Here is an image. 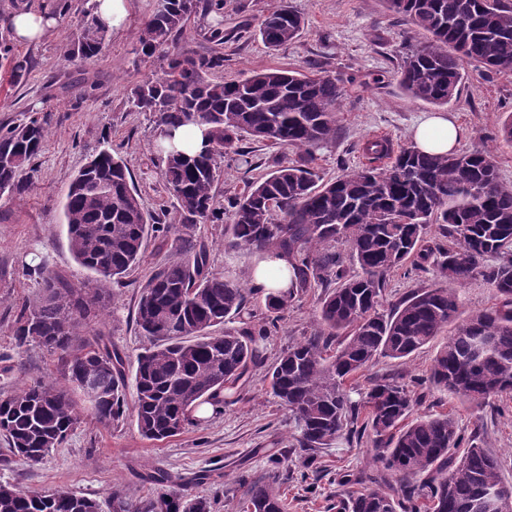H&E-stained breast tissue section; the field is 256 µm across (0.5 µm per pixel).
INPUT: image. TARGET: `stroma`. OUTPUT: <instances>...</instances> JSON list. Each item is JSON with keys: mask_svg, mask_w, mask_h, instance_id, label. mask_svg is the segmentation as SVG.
Instances as JSON below:
<instances>
[{"mask_svg": "<svg viewBox=\"0 0 512 512\" xmlns=\"http://www.w3.org/2000/svg\"><path fill=\"white\" fill-rule=\"evenodd\" d=\"M278 3L224 0L223 9L193 17L182 38L208 53L215 49L209 39L211 28H223L224 66L214 72L217 80H237L272 68L324 72L343 80L336 137L316 149L311 164L317 182L362 165V147L375 135L395 146L407 144L423 118L442 114L459 130L457 151L488 149L500 182L512 188V146L503 144L499 135L512 113V76L489 74L472 65L457 98L442 107L426 104L409 97L397 81L406 27L383 0H289L305 26L294 42L271 50L252 33ZM156 4L157 0H126V24L110 33L103 52L68 63L63 58L65 47L85 12L91 11V0H30L32 8L54 14L57 23L36 42H13L14 55L29 63L23 82H14L9 70L0 67V126L17 124L36 113L51 116L48 140L34 161V189L0 197V394L37 381H62L57 354L35 342L17 345L15 321L24 303L42 295L38 267H46L75 288L93 278L69 251L63 206L74 175L102 143H109L125 160L146 208L161 217L164 228L149 232L140 265L125 285L111 286L107 306L80 327L79 340L96 333L106 336L124 356L127 375H134L136 357L149 345L134 321L140 289L175 257L182 239L203 247L211 270L231 280H243L257 258L248 248L225 250L223 225L186 229L178 224L176 201L160 175L153 116L131 111L127 102L142 74L162 65L161 59L145 60L135 52L142 24ZM244 145L252 167L225 157L218 194L258 180L270 171L273 160L289 163L297 158L289 148L250 139ZM435 283L432 269L406 262L385 279L384 310ZM322 293V288H313L289 303L270 335L258 344L223 413L200 419L178 436L149 441L139 435L133 418L105 425L85 412L65 442L34 465L10 462L8 447L0 440V483L40 492L63 489L97 500L101 512H112L116 491L135 504L164 491L210 499L214 512H242V476L275 469L280 473L284 512H337L336 504L347 491L343 477L378 466L372 434L341 439L306 456L295 447L288 412L269 387V374L281 352L314 332ZM447 341V335H440L405 359L377 357L358 374L357 382L366 390L379 379L394 378L411 391L414 415L454 413L463 447L475 444L495 454L504 482L512 485V395L478 409L431 385L433 359ZM277 457L282 465H274ZM158 470L170 477L165 485L147 479L148 473Z\"/></svg>", "mask_w": 512, "mask_h": 512, "instance_id": "stroma-1", "label": "stroma"}]
</instances>
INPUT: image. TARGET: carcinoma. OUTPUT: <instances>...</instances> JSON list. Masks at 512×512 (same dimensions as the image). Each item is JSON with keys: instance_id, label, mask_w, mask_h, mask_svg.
<instances>
[{"instance_id": "obj_1", "label": "carcinoma", "mask_w": 512, "mask_h": 512, "mask_svg": "<svg viewBox=\"0 0 512 512\" xmlns=\"http://www.w3.org/2000/svg\"><path fill=\"white\" fill-rule=\"evenodd\" d=\"M385 3L409 29L426 35L409 46L398 68L400 84L413 99L448 104L458 96L467 63L512 76V8L500 0ZM200 7L201 0H157L137 52L158 55L167 67L138 81L128 103L154 116L159 136L170 138L182 126L207 127L198 153L158 147L161 178L182 226L222 224L230 250L288 255L291 288L267 297L268 312L276 315L296 295L336 283L321 298L317 330L289 347L271 371L272 394L288 410L299 447L313 453L350 437L362 419L383 469L401 479L392 494L376 486L379 473L359 474L352 482L373 487L340 499L337 512H489L491 496L504 485L498 459L474 445L456 458L460 435L453 413L412 420L405 384L384 381L354 401L346 383L375 358H406L449 327L448 343L430 368L431 383L477 408L512 392V189L501 184L485 149L426 154L413 143L395 151L387 140L364 143L365 164L316 185L310 164L314 149L336 136L342 80L279 69L227 83L212 80L224 54L174 44ZM303 26V17L281 4L262 19L257 36L277 49L294 41ZM107 34L91 17L67 45L64 60L99 55ZM5 61L21 82L27 67L3 38L0 65ZM48 132L45 116L0 128L1 195H22L34 185L33 160ZM246 136L295 149L299 157L220 202L216 185L224 157L246 156L239 147ZM63 214L69 250L95 278L72 288L47 273L42 298L16 320L20 342L32 339L62 352L66 381L64 388L39 381L0 396V436L22 464L38 463L60 446L82 410L105 424L124 418V357L100 334L77 350L70 344L82 321L110 298L109 285L139 264L149 228L159 223L145 209L121 157L106 148L74 176ZM430 224L441 225L448 248L435 253L424 245ZM338 240L349 245L360 273H350L329 250ZM433 256L439 280L463 285L480 278L494 288L499 305L463 318L455 289L437 286L381 311L387 273L410 259L420 265ZM248 292L210 271L205 251L191 244L141 287L135 323L153 339L135 372L134 418L143 438L162 441L182 433L203 404L223 411L224 390L243 378L253 344L276 322L272 317L238 330L225 327L243 310ZM89 376L99 386L92 405L82 387ZM242 489L244 512H284L277 472L254 475ZM0 512H99V504L64 490L42 493L6 483L0 484ZM112 512H212V505L205 498L161 493L137 506L114 492Z\"/></svg>"}]
</instances>
